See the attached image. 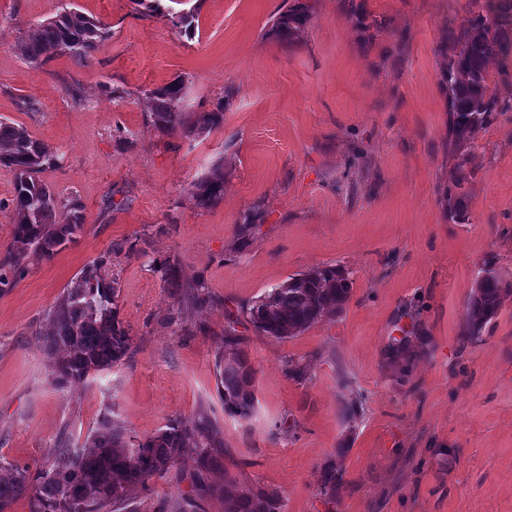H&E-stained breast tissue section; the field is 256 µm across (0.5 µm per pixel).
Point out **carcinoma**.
<instances>
[{
	"label": "carcinoma",
	"mask_w": 512,
	"mask_h": 512,
	"mask_svg": "<svg viewBox=\"0 0 512 512\" xmlns=\"http://www.w3.org/2000/svg\"><path fill=\"white\" fill-rule=\"evenodd\" d=\"M150 12L166 17L187 36L194 35L195 10L183 9L185 0H134ZM306 0H291L273 19L268 34L285 44L302 36L311 17ZM107 33L106 25L76 10L62 8L55 17L30 29L24 41V58L35 66L44 63L50 48L87 62ZM444 63L439 84L448 103V150L457 158L460 176L456 192L445 198L446 214L457 224L468 222L467 193L462 184L469 155L465 146L473 136L490 126L501 112L512 111V100L499 98L492 90L490 63L512 56V0H499L494 11L483 12L472 0L468 15L448 32L438 46ZM149 121L163 134L191 129L203 134L224 123V104L202 112L187 124L182 106L184 83L180 79L149 89ZM53 151L33 138L17 123L0 120V167L15 178L13 242L0 256V285L19 278L32 256L52 257L81 231L84 205L77 197L60 202L41 174L55 166ZM194 205L210 209L224 199V168L214 167L203 175L191 192ZM67 208L70 222L57 221L59 206ZM259 205L245 213L238 226L241 244L248 242L255 226L264 219ZM108 260L87 265L49 311V333L44 337L49 358V376L58 389L70 382L118 365L130 350L129 329L119 319V279L109 276ZM164 287H184L179 264L174 259L154 260ZM487 276L475 283L467 303L462 336L479 340L489 330L504 300L512 295V280L506 279L488 260ZM352 280L336 266L313 267L289 277L262 295L247 309L244 319L232 318L224 327V351L216 360L217 388L224 413L239 421L251 420L257 411L255 371L244 350L237 326L247 322L262 336L287 339L340 313L351 295ZM224 442L207 419L176 418L158 433L140 439L118 418L107 413L78 448L62 443L53 457L36 472L26 465L0 461V512L26 498L29 512H105L108 505H128L133 492L144 490L154 477L166 476L183 458L191 456L196 468L190 475V493L178 497L169 512H197L203 498L219 500L224 512H280L281 494L276 489L254 490L224 473V482L210 480L220 465ZM342 472L329 464L323 471L320 492L335 500Z\"/></svg>",
	"instance_id": "obj_1"
}]
</instances>
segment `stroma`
I'll return each instance as SVG.
<instances>
[{
	"mask_svg": "<svg viewBox=\"0 0 512 512\" xmlns=\"http://www.w3.org/2000/svg\"><path fill=\"white\" fill-rule=\"evenodd\" d=\"M192 2L189 37L134 0H0V117L55 152L44 180L84 204L76 240L0 292V458L39 468L108 409L141 438L203 415L224 437L216 479L278 489L283 512H512V297L481 340L461 337L484 260L512 279V112L470 144L468 223L449 221L443 199L457 171L436 48L471 0H356L354 17L341 0H311L293 46L267 34L284 0ZM65 6L104 22V40L87 63L29 65L22 39ZM177 78L186 113L223 105L221 128H153L144 93ZM216 164L224 199L197 209L192 186ZM259 203L268 215L241 245L237 224ZM136 239L145 255L111 253ZM106 254L130 356L57 390L46 314ZM165 257L204 282L205 303H177L151 268ZM321 265L350 273L348 303L291 339L243 330L257 413L228 417L216 377L228 319ZM403 333L410 357L392 360ZM331 463L343 480L329 503ZM194 469L181 460L133 508L162 512Z\"/></svg>",
	"mask_w": 512,
	"mask_h": 512,
	"instance_id": "1",
	"label": "stroma"
}]
</instances>
